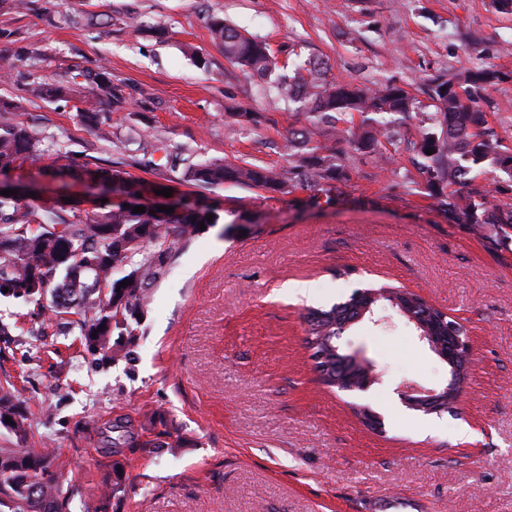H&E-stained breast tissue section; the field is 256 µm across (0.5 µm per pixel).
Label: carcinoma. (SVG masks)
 Returning <instances> with one entry per match:
<instances>
[{
  "label": "carcinoma",
  "instance_id": "obj_1",
  "mask_svg": "<svg viewBox=\"0 0 512 512\" xmlns=\"http://www.w3.org/2000/svg\"><path fill=\"white\" fill-rule=\"evenodd\" d=\"M210 30L228 62L266 80L279 94L298 103L284 149L300 155L296 163L278 170L253 162L194 163L183 178L199 187L231 182L278 193L313 191L315 199L320 194H340L350 180L351 168L340 144L383 158L386 153L378 149L380 139L391 141L396 136L395 123L415 118L414 98L403 88L390 85L373 90L346 81L330 82L324 67L314 61L290 70L281 68L267 43L221 19L212 20ZM441 79L438 75L430 80L434 111L419 120L418 141L413 143L414 165L424 183L422 195L447 212L448 220L492 230L506 244L512 239V209L503 208L496 194L501 192L499 183L512 182V148L504 145L480 103L487 92L511 81L512 73L493 67L457 70L450 80L464 89L478 87L465 98L442 91ZM31 92L37 97L78 93L82 103L78 112L97 141L112 142V125L100 119L101 104L105 97L121 100L122 93L112 84L107 69L95 73L78 69L54 87L34 80ZM21 109V102L0 97V172H12L38 158V139L15 120ZM357 115L358 123L354 121ZM429 148L434 153L426 154ZM52 167L60 173L76 170L88 180L119 182L128 194H137L133 178L122 166L79 157L62 142ZM489 172L495 174L493 190L477 181ZM133 207V203L126 207L109 200L83 212L76 206L47 208L14 195H0V296L38 302L49 288H73L75 297L56 299L42 309L44 324L49 327L69 316L83 347L98 360L125 356L120 337L132 335V325L147 312L152 290L175 256L202 233L199 223L209 229L221 221L216 207L200 202L165 217L135 213ZM210 213L214 218L209 222L206 216ZM124 280L130 285L119 287ZM355 301L353 294L328 310H312L306 342L311 350L322 353L333 374L348 379L351 389L358 390L371 363L339 351L332 343L336 324L345 320ZM17 393L12 383L0 387V426L16 444L0 448V512H70L75 488L64 485L55 449L29 447L32 422ZM7 417L14 424H6Z\"/></svg>",
  "mask_w": 512,
  "mask_h": 512
}]
</instances>
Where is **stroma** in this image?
Masks as SVG:
<instances>
[{"label":"stroma","mask_w":512,"mask_h":512,"mask_svg":"<svg viewBox=\"0 0 512 512\" xmlns=\"http://www.w3.org/2000/svg\"><path fill=\"white\" fill-rule=\"evenodd\" d=\"M212 18L265 40L278 65L314 58L329 77L397 85L422 107L433 76L512 71V14L491 0H28L21 11L0 0V93L25 100L32 130L224 218L180 251L118 361L100 363L65 327L41 330L34 304L0 297V383L27 379L20 397L76 489L71 512L99 499L117 467L122 490L106 512H512V243L449 222L414 193L413 120L382 144L389 164L355 155L331 202L183 183L206 159L288 163L291 102L225 60ZM102 65L124 96L103 105L107 146L71 103L28 86ZM232 108L255 118L234 137ZM481 108L512 147V82ZM38 148L20 177L92 210L84 183L45 176L54 148ZM383 283L468 329L459 415L403 404L404 386H446L448 366L384 302L336 340L372 362L375 384L344 393L315 374L307 309ZM292 284L307 296L289 294ZM360 404L382 428L362 422Z\"/></svg>","instance_id":"1"}]
</instances>
